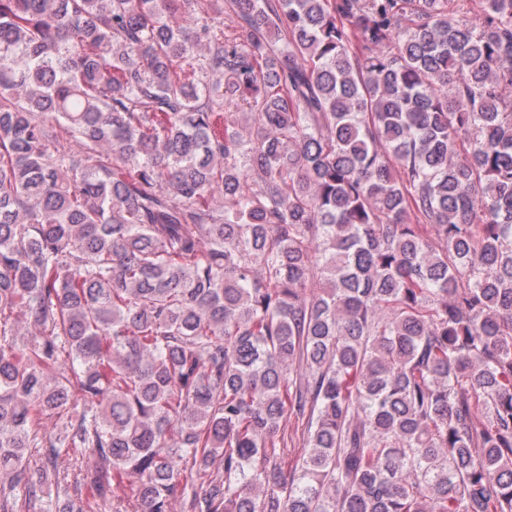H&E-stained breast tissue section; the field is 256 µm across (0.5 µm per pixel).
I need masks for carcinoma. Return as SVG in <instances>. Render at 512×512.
Returning <instances> with one entry per match:
<instances>
[{"label":"carcinoma","instance_id":"cac0c4a2","mask_svg":"<svg viewBox=\"0 0 512 512\" xmlns=\"http://www.w3.org/2000/svg\"><path fill=\"white\" fill-rule=\"evenodd\" d=\"M453 4L0 0V512H512V0Z\"/></svg>","mask_w":512,"mask_h":512}]
</instances>
